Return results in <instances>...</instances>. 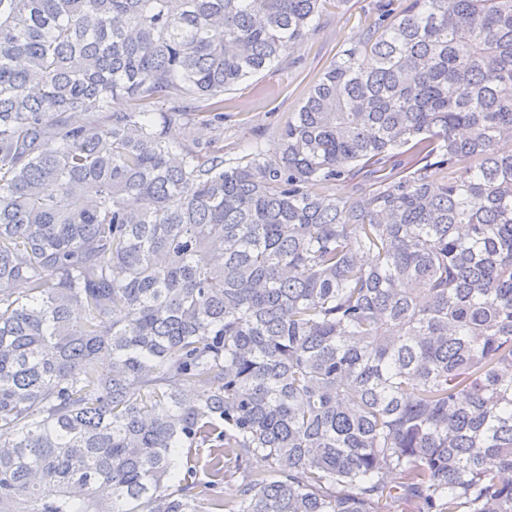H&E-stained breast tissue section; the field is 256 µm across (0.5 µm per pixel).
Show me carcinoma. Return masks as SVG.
<instances>
[{
    "label": "carcinoma",
    "mask_w": 512,
    "mask_h": 512,
    "mask_svg": "<svg viewBox=\"0 0 512 512\" xmlns=\"http://www.w3.org/2000/svg\"><path fill=\"white\" fill-rule=\"evenodd\" d=\"M327 2L0 0V512H512V0H370L273 158L169 140Z\"/></svg>",
    "instance_id": "1"
}]
</instances>
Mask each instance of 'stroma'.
Wrapping results in <instances>:
<instances>
[{"instance_id": "35a3bbf8", "label": "stroma", "mask_w": 512, "mask_h": 512, "mask_svg": "<svg viewBox=\"0 0 512 512\" xmlns=\"http://www.w3.org/2000/svg\"><path fill=\"white\" fill-rule=\"evenodd\" d=\"M368 0H349L346 10L329 7L314 21V30L278 64L224 94V121L203 125L198 117L174 125L170 137L178 144H199L209 153L231 160L252 147L275 156L280 130L298 110L310 87L341 50L363 28Z\"/></svg>"}]
</instances>
